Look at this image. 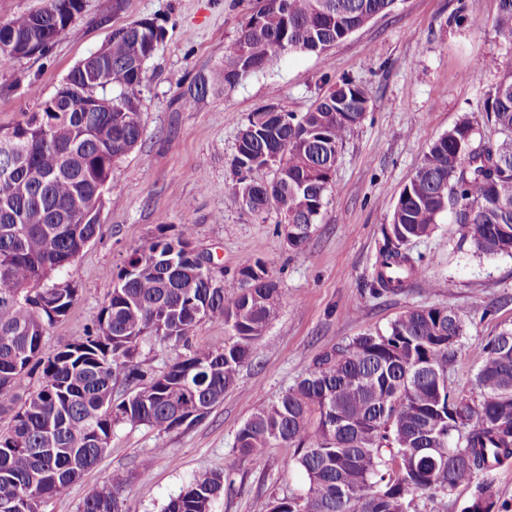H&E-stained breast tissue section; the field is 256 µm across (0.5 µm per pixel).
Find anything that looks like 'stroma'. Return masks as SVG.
Here are the masks:
<instances>
[{"label":"stroma","mask_w":512,"mask_h":512,"mask_svg":"<svg viewBox=\"0 0 512 512\" xmlns=\"http://www.w3.org/2000/svg\"><path fill=\"white\" fill-rule=\"evenodd\" d=\"M112 3L84 0L76 35L60 36L46 55H0V127L7 128L33 110L37 96L53 94L112 30L148 19L165 31L145 66L142 137L112 166L99 234L69 268L77 301L46 336L47 350L95 326L132 249L176 235L185 224L194 225L193 242L210 258L216 283L267 262L280 288L279 314L236 385L204 419L164 436L144 425L116 426L97 465L40 512H79L115 470L129 477L122 512H161L170 497L212 471L230 475L213 512H269L274 499L302 492L305 476L293 465V449L274 446L257 463L237 452L236 434L320 354L364 332L386 331L408 309L447 308L465 328L448 383L469 389L488 341L512 326V254L478 253L447 215L431 235L406 246L422 261L419 277L395 294L368 293L382 226L431 144L465 118L476 125L478 141L502 139L487 118L488 99L512 68V48L492 26L499 0H397L327 55L275 57L235 88L189 107L176 104V96L223 61L262 0H124L119 11ZM345 78L365 89L368 108L338 154L309 238L293 249L277 206L254 215L233 195L237 138L256 109L274 103L303 114ZM160 443L167 453L158 457ZM148 455L155 461L145 469L140 462Z\"/></svg>","instance_id":"35a3bbf8"}]
</instances>
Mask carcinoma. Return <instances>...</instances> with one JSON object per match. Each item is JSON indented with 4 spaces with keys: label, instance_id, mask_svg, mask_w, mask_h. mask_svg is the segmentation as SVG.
I'll list each match as a JSON object with an SVG mask.
<instances>
[{
    "label": "carcinoma",
    "instance_id": "carcinoma-1",
    "mask_svg": "<svg viewBox=\"0 0 512 512\" xmlns=\"http://www.w3.org/2000/svg\"><path fill=\"white\" fill-rule=\"evenodd\" d=\"M395 3L264 0L224 62L199 73L178 100L191 105L210 91L231 89L275 56H324ZM71 5L49 0L40 11L6 21L10 38L0 54L28 58L42 31L74 32L65 22ZM494 30L512 47V0H500ZM162 38L150 20L112 31L99 78L74 66L53 95L0 128V173L10 172L0 179V414H11L12 422L0 433V512H14L21 493L26 512H39L43 500L95 465L120 423L162 436L183 419L204 418L235 386L240 368L257 354L260 331L278 316L276 283L246 288L244 267L209 288L194 274V260L181 258L172 271L152 265L153 252L192 242L194 228L184 224L176 236L161 234L128 254L95 330L44 352L45 336L77 299L69 281H46L98 234L88 211L114 160L141 138L144 65ZM86 99L97 108L86 111ZM367 102L360 85L343 80L299 117L276 104L252 112L237 142L234 196L249 193L246 209L253 214L273 199L284 223L313 226L339 149ZM489 112L503 136L499 143H476L474 123L464 119L433 142L403 188L383 230L373 293L398 292L419 275L420 259L402 246L428 236L446 212L479 253H512V70ZM275 149L282 154L273 169L266 155ZM206 320L223 322L232 336L192 346L195 328ZM463 334L453 310L409 309L386 332L324 353L276 402L259 407L238 430L237 451L259 462L268 448L292 447L307 483L304 492L272 502L270 512H408L420 493L473 483L465 512H492V483L478 477L512 459V327L488 342L468 392L448 386ZM147 342L184 352L155 373L136 360ZM36 366L42 382L20 395V378ZM119 382L135 388L117 402L112 391ZM227 479L222 472L194 479L164 512H212ZM126 483L124 473L112 472L80 512H121L118 492Z\"/></svg>",
    "mask_w": 512,
    "mask_h": 512
}]
</instances>
